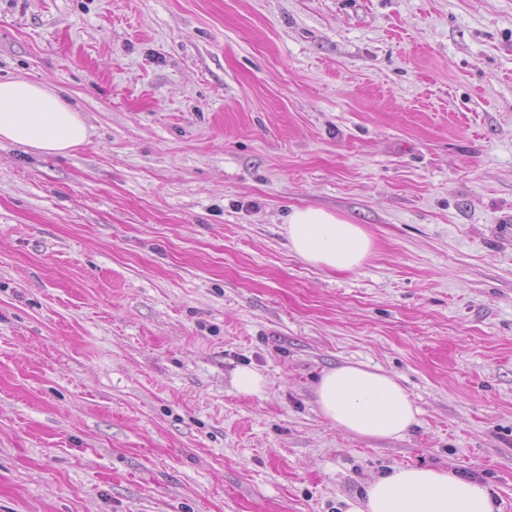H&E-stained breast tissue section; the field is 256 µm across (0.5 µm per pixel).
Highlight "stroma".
<instances>
[{
    "label": "stroma",
    "instance_id": "1",
    "mask_svg": "<svg viewBox=\"0 0 512 512\" xmlns=\"http://www.w3.org/2000/svg\"><path fill=\"white\" fill-rule=\"evenodd\" d=\"M10 77L90 136L0 143V512H347L409 465L512 512V0H0ZM294 207L370 257L304 262ZM346 363L409 432L323 417ZM285 224L294 252L323 269L354 271L363 265L373 247L371 237L361 226L322 209L294 208ZM315 396L331 424L366 438L401 437L417 421V408L394 377L358 364L325 372Z\"/></svg>",
    "mask_w": 512,
    "mask_h": 512
}]
</instances>
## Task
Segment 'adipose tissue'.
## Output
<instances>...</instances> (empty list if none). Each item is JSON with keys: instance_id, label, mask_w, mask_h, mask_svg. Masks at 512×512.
I'll return each instance as SVG.
<instances>
[{"instance_id": "adipose-tissue-1", "label": "adipose tissue", "mask_w": 512, "mask_h": 512, "mask_svg": "<svg viewBox=\"0 0 512 512\" xmlns=\"http://www.w3.org/2000/svg\"><path fill=\"white\" fill-rule=\"evenodd\" d=\"M88 136L81 113L49 86L0 81V140L65 154ZM284 231L299 257L328 270L360 268L373 247L361 226L322 209H293ZM315 396L331 424L366 438H397L417 421V408L394 377L358 364L325 372ZM348 512H495V503L486 486L453 471L399 466L370 481Z\"/></svg>"}]
</instances>
